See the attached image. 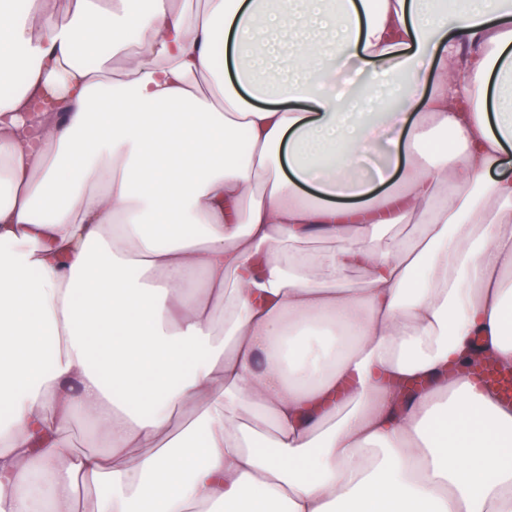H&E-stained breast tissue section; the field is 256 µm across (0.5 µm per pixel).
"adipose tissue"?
<instances>
[{"instance_id": "1", "label": "adipose tissue", "mask_w": 512, "mask_h": 512, "mask_svg": "<svg viewBox=\"0 0 512 512\" xmlns=\"http://www.w3.org/2000/svg\"><path fill=\"white\" fill-rule=\"evenodd\" d=\"M257 2L0 0V512H512V13ZM466 380L489 392L496 405L512 410V372L492 364H481L467 371Z\"/></svg>"}]
</instances>
